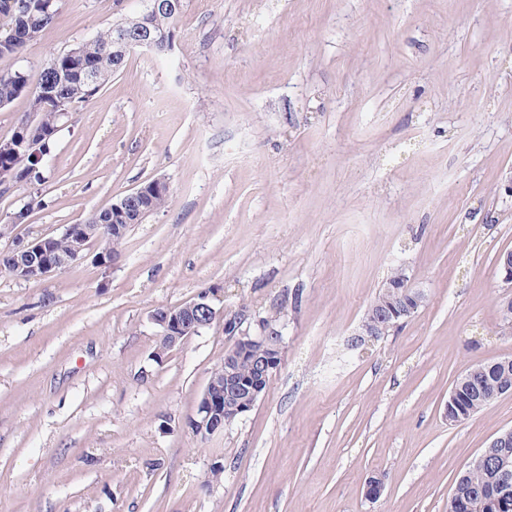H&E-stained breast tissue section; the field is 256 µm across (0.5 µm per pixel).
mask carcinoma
I'll return each mask as SVG.
<instances>
[{
	"instance_id": "obj_1",
	"label": "carcinoma",
	"mask_w": 512,
	"mask_h": 512,
	"mask_svg": "<svg viewBox=\"0 0 512 512\" xmlns=\"http://www.w3.org/2000/svg\"><path fill=\"white\" fill-rule=\"evenodd\" d=\"M0 16L7 19V28L0 29V58L18 57L30 42L59 17L57 0H0ZM179 12L159 11L148 23L152 33L174 38V23ZM113 26L84 40L71 50L53 58L55 68H42L36 83L22 70L0 73V107L14 100L27 99V113L13 131L10 139L13 147L0 152V174L12 175L17 179L22 174L30 175L29 182L41 184L44 177L42 161L34 158V151L47 155L51 151L55 135L60 131L65 118L62 111H70L72 106L93 100L106 81L124 66L126 55L120 53L113 42ZM97 225L93 239L105 249H112V208L108 207L93 213L85 220ZM408 274L403 268H395L385 279L372 304L376 305L391 298L394 289L387 285L407 287ZM512 387V364L505 362L497 367L492 363L476 364L471 375L460 385L456 401L448 403V410L465 412L475 416L490 406L498 392ZM482 454L487 457V465L461 475L456 481L448 499V512H457L458 502L489 500L495 503L491 512H512V480L506 482L497 470V462L503 458L509 462L512 473V443L504 448L486 447Z\"/></svg>"
}]
</instances>
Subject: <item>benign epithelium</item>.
Segmentation results:
<instances>
[{
    "label": "benign epithelium",
    "instance_id": "obj_1",
    "mask_svg": "<svg viewBox=\"0 0 512 512\" xmlns=\"http://www.w3.org/2000/svg\"><path fill=\"white\" fill-rule=\"evenodd\" d=\"M169 191V184L162 178H155L135 188L132 192L112 202V212L117 216H125L128 204L135 198L149 192ZM64 232L72 238L71 251L65 255H54L51 250V239L43 237L36 241L23 244L18 242L12 251L19 254L16 272L21 280H37L55 273L63 272L67 266L84 256L89 248L91 234L83 225L69 224ZM499 279L508 292L503 294L501 305H512V250H503L497 259ZM416 307L403 306L400 299H395L385 309H374L371 317L362 320L355 335L378 336L392 327L391 320L399 315L412 317L415 308L424 306L427 296L423 290L414 293ZM218 317L213 307L210 292L199 293L192 300L177 308L160 309L152 314V319L160 329V336L165 338V346L158 347L153 353L156 360H161L172 347L186 338L199 333V330L210 326ZM283 324L274 319L258 318L249 308L239 307L224 315V332L229 334L231 345L224 353V364L214 371L201 392L196 417L190 420L192 432L206 438L224 430L233 420L238 419L254 407L263 390L264 383L277 370L276 362L270 357L258 361L259 379L244 384L237 377L238 361L251 354L261 345L264 351L273 353L280 350L283 344Z\"/></svg>",
    "mask_w": 512,
    "mask_h": 512
}]
</instances>
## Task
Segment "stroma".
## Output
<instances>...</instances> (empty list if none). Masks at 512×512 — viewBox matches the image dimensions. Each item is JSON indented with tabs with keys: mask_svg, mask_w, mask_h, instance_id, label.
Here are the masks:
<instances>
[{
	"mask_svg": "<svg viewBox=\"0 0 512 512\" xmlns=\"http://www.w3.org/2000/svg\"><path fill=\"white\" fill-rule=\"evenodd\" d=\"M59 6L0 73L37 80L143 2ZM43 175L23 223L26 189L0 200V250L154 178L170 199L113 265L96 243L49 278L0 270V512H447L512 429V395L446 416L458 377L512 354V0H184L173 50L133 52L76 106ZM399 265L426 304L347 349ZM209 288L220 311L281 307L284 343L256 406L203 440L224 322L157 362L151 316ZM497 266L499 268V279L503 284V288H510L503 294L501 304L499 305V316L501 325L505 323L512 324V250H503L499 253L497 259ZM511 304V305H510ZM509 307L505 309L503 306Z\"/></svg>",
	"mask_w": 512,
	"mask_h": 512,
	"instance_id": "1",
	"label": "stroma"
}]
</instances>
